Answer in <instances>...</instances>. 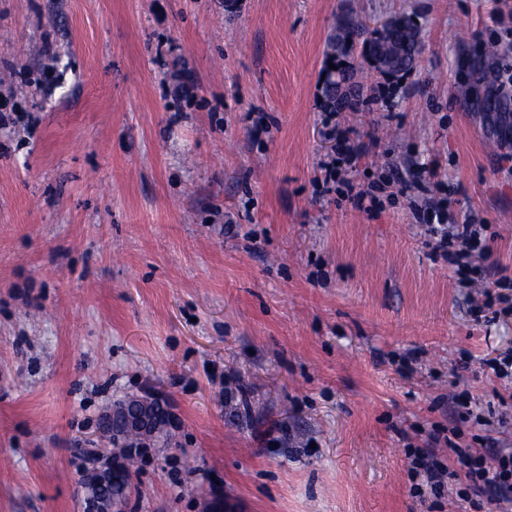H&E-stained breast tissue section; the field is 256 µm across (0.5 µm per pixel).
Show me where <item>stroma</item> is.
<instances>
[{
    "instance_id": "1",
    "label": "stroma",
    "mask_w": 512,
    "mask_h": 512,
    "mask_svg": "<svg viewBox=\"0 0 512 512\" xmlns=\"http://www.w3.org/2000/svg\"><path fill=\"white\" fill-rule=\"evenodd\" d=\"M411 19L404 81L349 57L373 111L338 120L363 213L324 192L320 75L337 15ZM503 13V24L490 21ZM512 0H0V512H84L83 452L113 401L160 394L174 440L137 456L126 512H428L408 449L466 367L512 350L435 260L403 181L438 164L456 221L512 278Z\"/></svg>"
}]
</instances>
